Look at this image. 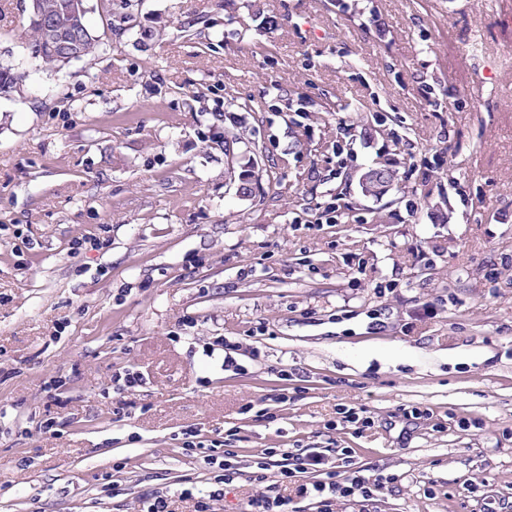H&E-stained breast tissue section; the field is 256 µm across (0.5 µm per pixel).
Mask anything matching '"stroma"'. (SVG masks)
Masks as SVG:
<instances>
[{
  "instance_id": "obj_1",
  "label": "stroma",
  "mask_w": 512,
  "mask_h": 512,
  "mask_svg": "<svg viewBox=\"0 0 512 512\" xmlns=\"http://www.w3.org/2000/svg\"><path fill=\"white\" fill-rule=\"evenodd\" d=\"M120 3L53 70L0 0V512H194L230 429L212 512L284 465L285 512H512V0ZM346 455L370 497L297 495Z\"/></svg>"
}]
</instances>
